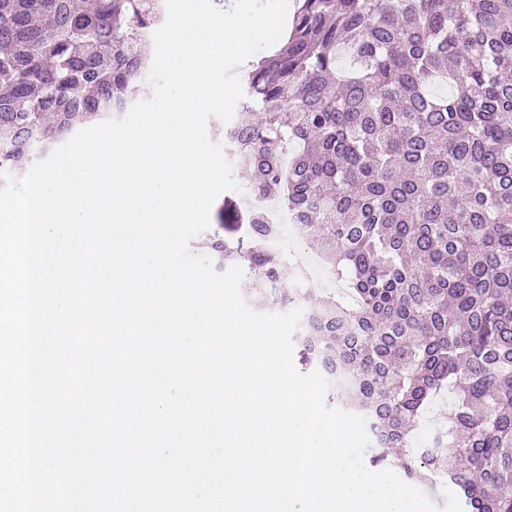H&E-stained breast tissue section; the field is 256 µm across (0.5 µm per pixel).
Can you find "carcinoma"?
<instances>
[{"mask_svg": "<svg viewBox=\"0 0 512 512\" xmlns=\"http://www.w3.org/2000/svg\"><path fill=\"white\" fill-rule=\"evenodd\" d=\"M156 0H0V171L118 118L150 69ZM224 129L352 302L286 280L281 234L229 201L197 246L235 255L261 309L301 307V365L367 418L407 478L512 512V0H295L285 44ZM429 455L412 444L441 389Z\"/></svg>", "mask_w": 512, "mask_h": 512, "instance_id": "1", "label": "carcinoma"}]
</instances>
